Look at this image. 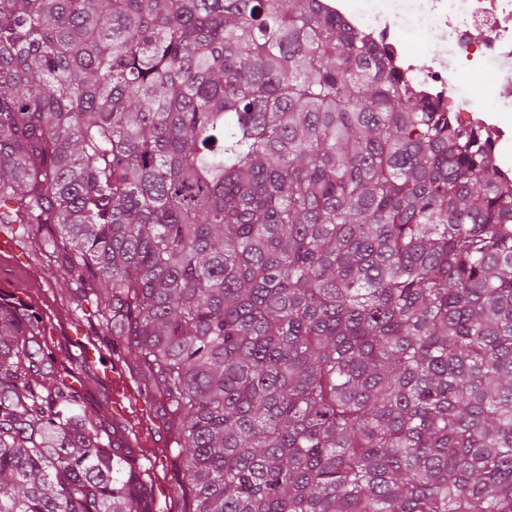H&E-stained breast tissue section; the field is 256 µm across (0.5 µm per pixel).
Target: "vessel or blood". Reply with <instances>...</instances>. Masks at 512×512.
Instances as JSON below:
<instances>
[{"mask_svg": "<svg viewBox=\"0 0 512 512\" xmlns=\"http://www.w3.org/2000/svg\"><path fill=\"white\" fill-rule=\"evenodd\" d=\"M105 359V379L112 384V412L117 416L136 415L139 421H146L151 408L145 390L133 383L120 368L112 349L96 337L89 338L85 346V360L92 363Z\"/></svg>", "mask_w": 512, "mask_h": 512, "instance_id": "vessel-or-blood-1", "label": "vessel or blood"}]
</instances>
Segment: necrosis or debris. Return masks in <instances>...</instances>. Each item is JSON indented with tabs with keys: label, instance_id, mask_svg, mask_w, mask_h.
Here are the masks:
<instances>
[{
	"label": "necrosis or debris",
	"instance_id": "necrosis-or-debris-1",
	"mask_svg": "<svg viewBox=\"0 0 512 512\" xmlns=\"http://www.w3.org/2000/svg\"><path fill=\"white\" fill-rule=\"evenodd\" d=\"M320 0L330 13L369 44L386 51L393 68L420 96L447 112L452 125L477 134L502 181L512 184V100L492 101L496 82L512 65V0ZM423 14L438 44L428 60H418L400 40L404 21ZM482 76L477 92L460 95L461 75Z\"/></svg>",
	"mask_w": 512,
	"mask_h": 512
}]
</instances>
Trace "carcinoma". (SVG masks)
<instances>
[{
	"instance_id": "obj_1",
	"label": "carcinoma",
	"mask_w": 512,
	"mask_h": 512,
	"mask_svg": "<svg viewBox=\"0 0 512 512\" xmlns=\"http://www.w3.org/2000/svg\"><path fill=\"white\" fill-rule=\"evenodd\" d=\"M134 353L181 512H512V188L318 0H0V229ZM0 512H152L0 302Z\"/></svg>"
}]
</instances>
